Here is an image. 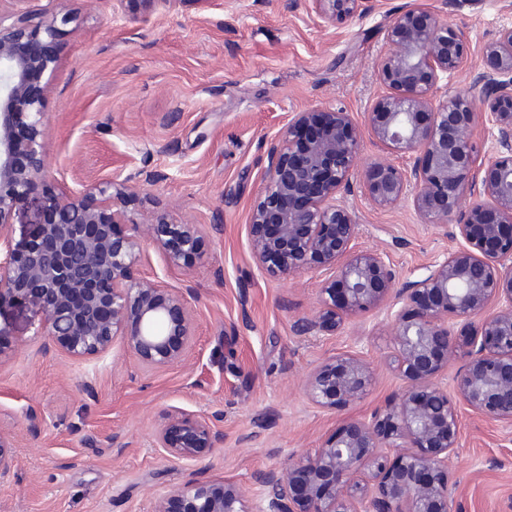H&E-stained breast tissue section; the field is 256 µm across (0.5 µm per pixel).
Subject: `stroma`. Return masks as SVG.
I'll return each mask as SVG.
<instances>
[{
	"mask_svg": "<svg viewBox=\"0 0 512 512\" xmlns=\"http://www.w3.org/2000/svg\"><path fill=\"white\" fill-rule=\"evenodd\" d=\"M418 4L441 11L468 40L474 69L481 49L512 26V0H374L365 16L327 24L310 0H170L153 12H114L110 0H70L48 82V178L83 191L120 176L152 180L137 214L161 211L198 225L204 252L187 268L150 248L137 278L190 289L194 343L185 361L148 372L121 344L90 362L44 351L42 315L0 307L9 353L0 358V430L15 463L0 483V512H151L156 495L195 480L235 482L257 497L259 472L318 447L343 417L314 405L306 382L328 358L363 352L371 386L349 413L394 401L403 383L387 365L391 338L382 317L346 319L333 336H297L292 324L320 307L321 279L261 275L249 248V212L258 200L264 140L291 113L343 107L363 117L382 87L377 63L395 13ZM360 224L357 245L385 250L399 280L454 248L408 201L384 209L360 192L345 196ZM210 417L223 442L196 461L154 446L167 413ZM461 445L448 459L460 512H512V440L461 409Z\"/></svg>",
	"mask_w": 512,
	"mask_h": 512,
	"instance_id": "35a3bbf8",
	"label": "stroma"
}]
</instances>
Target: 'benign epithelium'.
<instances>
[{
  "label": "benign epithelium",
  "instance_id": "7a95c632",
  "mask_svg": "<svg viewBox=\"0 0 512 512\" xmlns=\"http://www.w3.org/2000/svg\"><path fill=\"white\" fill-rule=\"evenodd\" d=\"M25 2L0 0V307L40 310L44 349L76 361L118 340L146 370L180 363L194 341L189 293L136 279L131 269L147 246L184 266L204 251L206 236L163 213L134 219L126 203L143 188L117 175L70 193L47 182L44 95L32 75L53 74L56 41L72 15L64 0H49L38 16ZM311 3L332 24L373 9L372 0ZM481 53L473 85L485 111L465 94L437 98L441 81L469 70L466 36L440 11L408 5L386 30L377 64L385 91L364 123L342 107L312 108L264 143V186L249 219L257 271L327 276L320 310L294 321L298 336H333L345 316L383 312L389 367L403 381L396 400L260 473L253 507L234 482L200 481L156 498L152 512H453L448 457L460 447L459 407L512 426V27ZM480 122L494 140L489 162L474 141ZM365 134L386 158L357 179ZM356 188L377 208L410 198L437 230L458 217L455 248L398 283L387 253L357 247L358 218L343 203ZM21 210L40 229L17 241L10 220ZM457 359L463 365L449 385L443 377ZM372 378L362 355L334 356L312 372L307 395L341 412L363 399ZM221 442L209 418L174 411L154 447L195 460ZM13 461V436L0 430V480Z\"/></svg>",
  "mask_w": 512,
  "mask_h": 512
}]
</instances>
